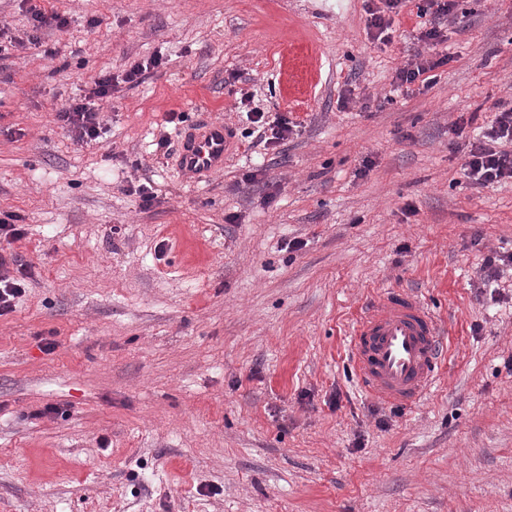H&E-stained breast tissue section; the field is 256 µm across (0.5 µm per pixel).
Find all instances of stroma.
<instances>
[{"mask_svg": "<svg viewBox=\"0 0 512 512\" xmlns=\"http://www.w3.org/2000/svg\"><path fill=\"white\" fill-rule=\"evenodd\" d=\"M50 4L67 29L0 60V214L35 272L0 317V512H512V269L480 276L512 251V183L471 186L451 131L512 101V0H457L422 93L394 84L414 0L388 43L364 0ZM155 52L75 143L62 105ZM248 106L296 135L237 138L197 181L154 147L168 113L240 131ZM143 178L146 211L120 190ZM399 288L447 344L410 406L364 392L349 336Z\"/></svg>", "mask_w": 512, "mask_h": 512, "instance_id": "1", "label": "stroma"}]
</instances>
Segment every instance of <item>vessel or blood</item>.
I'll return each instance as SVG.
<instances>
[{"label": "vessel or blood", "instance_id": "b4317fda", "mask_svg": "<svg viewBox=\"0 0 512 512\" xmlns=\"http://www.w3.org/2000/svg\"><path fill=\"white\" fill-rule=\"evenodd\" d=\"M235 146L228 124L206 119L185 133L176 163L193 178L219 172ZM354 367L364 391L379 400L408 404L436 381L446 348L438 317L412 292H384L351 329Z\"/></svg>", "mask_w": 512, "mask_h": 512}]
</instances>
